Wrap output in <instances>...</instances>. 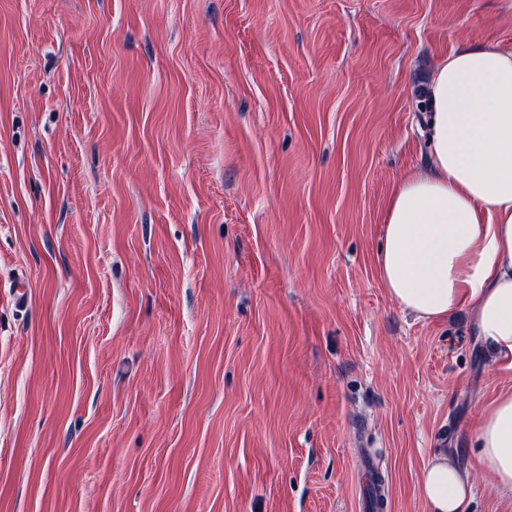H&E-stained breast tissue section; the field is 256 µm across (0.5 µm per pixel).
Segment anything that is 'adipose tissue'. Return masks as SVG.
Returning <instances> with one entry per match:
<instances>
[{"instance_id":"ef3b65f1","label":"adipose tissue","mask_w":512,"mask_h":512,"mask_svg":"<svg viewBox=\"0 0 512 512\" xmlns=\"http://www.w3.org/2000/svg\"><path fill=\"white\" fill-rule=\"evenodd\" d=\"M428 156L389 200L379 275L400 307L442 319L467 307L496 364H512V52L463 44L433 70ZM479 468L512 496V390L478 420ZM473 478L443 453L424 471L429 512H465Z\"/></svg>"}]
</instances>
